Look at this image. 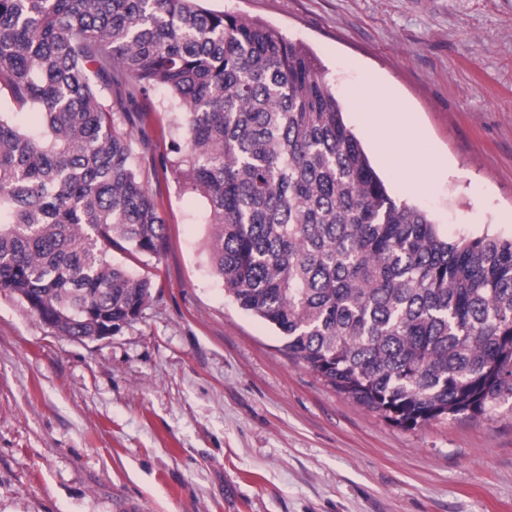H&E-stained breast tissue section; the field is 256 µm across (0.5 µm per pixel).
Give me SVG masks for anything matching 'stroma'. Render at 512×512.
I'll use <instances>...</instances> for the list:
<instances>
[{
	"mask_svg": "<svg viewBox=\"0 0 512 512\" xmlns=\"http://www.w3.org/2000/svg\"><path fill=\"white\" fill-rule=\"evenodd\" d=\"M321 64L393 197L455 239L512 234V0H206ZM397 102L385 139L354 89ZM169 150L165 91L139 103ZM403 142L395 164L384 142ZM167 225L142 316L112 337L53 333L0 290V512H512V408L395 426L290 360L213 275L199 195L151 169Z\"/></svg>",
	"mask_w": 512,
	"mask_h": 512,
	"instance_id": "stroma-1",
	"label": "stroma"
}]
</instances>
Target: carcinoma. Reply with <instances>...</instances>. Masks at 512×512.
Returning a JSON list of instances; mask_svg holds the SVG:
<instances>
[{"instance_id":"1","label":"carcinoma","mask_w":512,"mask_h":512,"mask_svg":"<svg viewBox=\"0 0 512 512\" xmlns=\"http://www.w3.org/2000/svg\"><path fill=\"white\" fill-rule=\"evenodd\" d=\"M157 87L177 130L158 164L205 199L212 272L289 358L404 429L512 401V236H442L313 56L198 0H0V92L37 117L0 114L1 290L72 339L87 307L114 333L140 318L151 281L110 254L165 243L134 134Z\"/></svg>"}]
</instances>
